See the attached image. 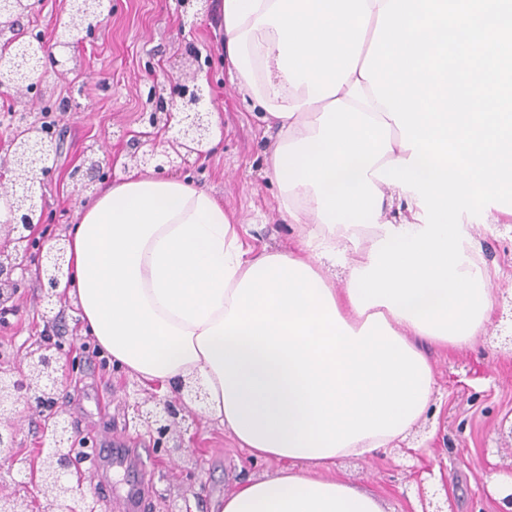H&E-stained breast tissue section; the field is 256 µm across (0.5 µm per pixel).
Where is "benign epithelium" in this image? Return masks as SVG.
Returning a JSON list of instances; mask_svg holds the SVG:
<instances>
[{"label": "benign epithelium", "mask_w": 512, "mask_h": 512, "mask_svg": "<svg viewBox=\"0 0 512 512\" xmlns=\"http://www.w3.org/2000/svg\"><path fill=\"white\" fill-rule=\"evenodd\" d=\"M36 2L17 6V0H0V18L7 20L9 26H14L20 19L31 13ZM93 17H84L80 11H69L67 35L61 41L63 45L73 44L83 36L94 32L102 23V2L94 0ZM46 46H41V55L31 64L16 71L9 66L0 71V86L7 89L42 91L43 85L49 82L50 73H59V61L45 62ZM159 111L143 114L144 123L149 130L141 133L148 137L151 131L161 129L176 130L175 136L168 141L172 152L177 156L182 154H201V147L209 140L211 134L206 100L201 88L189 87L187 84L171 85L170 98L157 94ZM30 129L32 136L11 141V159L8 171L12 173L11 207L15 215L14 223L7 225L8 244L0 247V304H6L13 293L6 289L11 286L17 289L18 281L12 279L17 270L24 269L23 261L35 245L31 239V228L35 226L37 216L36 189L43 186L50 167L48 162L58 151V142L46 121L30 112H23L18 119L16 130ZM170 152V153H172ZM167 151L159 152L156 148L144 151L139 157L140 162L147 164L155 162V168L161 170L165 160L171 159ZM70 177L75 185L88 189L101 178L100 167L92 162L82 170L74 169ZM46 279L44 292L47 297L56 296V287L60 278L69 273L66 267V248L57 244L54 251L46 254V263L42 265ZM61 352L60 345L52 342L46 336L34 347L28 349L22 363L17 366H0V411L7 413L23 403L29 411L42 418L45 430L50 432L51 448L41 452V459L35 473L44 493L51 499L55 512H75L68 503L80 504V512H98V500L90 497L84 490V480L90 475V469L85 467L89 452L87 442L77 446L76 437L68 435L69 422L64 417V410L59 402V378L56 354ZM184 396L174 399L158 398L150 394L134 402L131 406V421L146 429L153 438V443L168 456L184 451L182 441L170 442L174 434L180 432ZM18 429L9 424L0 428V463L13 468L21 465L19 472L29 470L16 454ZM0 512H27L26 500L0 492Z\"/></svg>", "instance_id": "1"}]
</instances>
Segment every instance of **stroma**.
<instances>
[{
    "instance_id": "stroma-1",
    "label": "stroma",
    "mask_w": 512,
    "mask_h": 512,
    "mask_svg": "<svg viewBox=\"0 0 512 512\" xmlns=\"http://www.w3.org/2000/svg\"><path fill=\"white\" fill-rule=\"evenodd\" d=\"M68 8L69 0H39L22 21L21 40L41 34L60 63L61 73L51 78L44 95L0 89V162L8 158L17 113L40 112L44 103L53 105L48 121L63 141L37 200L43 219L35 237L65 236L95 199L97 188L80 190L70 178L84 160H99L106 185L133 173L154 175L153 166L132 159L130 140L142 129V113L154 108L152 85L174 78L201 86L220 129L205 154L176 162L177 172L235 213L247 243L272 251L293 246L299 229L283 222L279 188L265 175L276 135L232 84L213 20L186 17L179 0H103L101 26L91 37L63 46L55 33ZM472 233L483 262L495 272L496 302L486 332L466 350L430 349L436 392L405 445L368 459L343 458L330 470L331 476L374 493L386 512H422V487L442 512H498L503 489L512 487V218L492 227L474 225ZM38 261V254L28 257L9 304V322L0 325V362L18 363L46 327L56 325L57 340L72 362L60 374L61 405L78 437L91 444L109 438L145 449L143 512H166L169 499L190 483L197 492L192 512H211L214 500L237 481L275 469V462L253 460L238 448L193 399L187 415L200 421L195 445L205 451L202 460H172L154 450L144 431L126 423V406L142 385L83 335L73 300L44 298ZM93 389L104 395L105 405L89 399ZM0 423L18 428L20 457L35 455L46 442L40 419L25 405L0 417Z\"/></svg>"
}]
</instances>
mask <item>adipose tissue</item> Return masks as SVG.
<instances>
[{
    "label": "adipose tissue",
    "mask_w": 512,
    "mask_h": 512,
    "mask_svg": "<svg viewBox=\"0 0 512 512\" xmlns=\"http://www.w3.org/2000/svg\"><path fill=\"white\" fill-rule=\"evenodd\" d=\"M388 0H219L229 73L277 129L265 174L297 225L285 251L246 246L233 214L177 177L101 190L66 237L59 292L114 363L170 393H207L210 417L280 469L240 482L219 512H383L327 474L407 439L429 411L422 347L462 350L374 305L358 312L326 268L370 266L386 225L421 228L413 192L382 182L401 132L360 70Z\"/></svg>",
    "instance_id": "ef3b65f1"
}]
</instances>
